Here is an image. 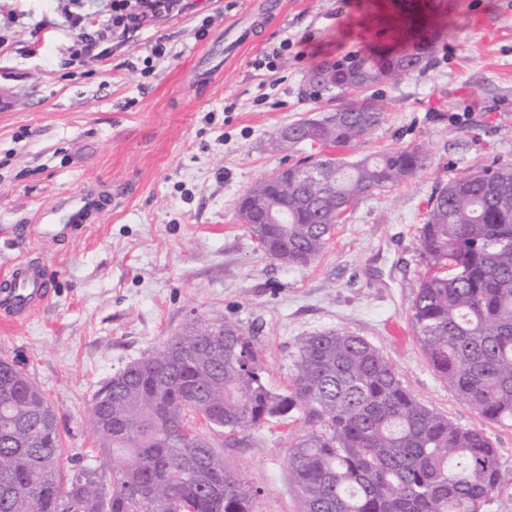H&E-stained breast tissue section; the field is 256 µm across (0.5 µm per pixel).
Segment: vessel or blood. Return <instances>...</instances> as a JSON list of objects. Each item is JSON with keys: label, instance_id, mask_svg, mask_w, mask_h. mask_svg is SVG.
Returning a JSON list of instances; mask_svg holds the SVG:
<instances>
[{"label": "vessel or blood", "instance_id": "obj_1", "mask_svg": "<svg viewBox=\"0 0 512 512\" xmlns=\"http://www.w3.org/2000/svg\"><path fill=\"white\" fill-rule=\"evenodd\" d=\"M280 0H261L255 19L233 22L225 31V57H232L236 50L251 40L256 19L264 18L280 10ZM102 209L99 197L89 193L76 196L73 206L67 210L62 223L46 221L35 226L24 225L25 237L36 236L52 243L61 237L78 233L92 217ZM51 280L38 259L16 263L0 278V316L12 321L30 318L43 304L51 300Z\"/></svg>", "mask_w": 512, "mask_h": 512}]
</instances>
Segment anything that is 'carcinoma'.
<instances>
[{"mask_svg":"<svg viewBox=\"0 0 512 512\" xmlns=\"http://www.w3.org/2000/svg\"><path fill=\"white\" fill-rule=\"evenodd\" d=\"M440 29L419 21L390 30L399 48L325 61L305 81L334 93L336 122L271 146L288 152L309 136L348 148L384 121L368 89L395 85L424 66ZM427 160L420 147L349 160L323 152L280 168L241 196L237 215L270 259L304 266L326 248L340 211L408 181ZM320 166L309 182L301 174ZM288 219L270 223L272 209ZM438 273L416 286L414 335L448 389L481 416L512 421V168L448 181L419 228ZM253 334L222 318L198 319L128 364L92 400L97 464L62 483L56 414L26 373L0 359V512H256V491L190 416L212 433L260 427L293 412L320 429L297 438L288 470L301 512H481L498 489L500 460L487 433L420 402L381 351L343 329L298 341L291 387L272 391Z\"/></svg>","mask_w":512,"mask_h":512,"instance_id":"carcinoma-1","label":"carcinoma"}]
</instances>
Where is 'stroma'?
<instances>
[{"label":"stroma","instance_id":"1","mask_svg":"<svg viewBox=\"0 0 512 512\" xmlns=\"http://www.w3.org/2000/svg\"><path fill=\"white\" fill-rule=\"evenodd\" d=\"M282 2L228 63L224 28L253 0H183L180 12L148 19L133 39L105 37L91 53L83 39L105 27L108 0H0V274L37 257L55 291L33 318L0 319V358L53 407L66 476L74 454L99 451L86 428L96 391L190 319L250 329L278 392L298 341L342 328L379 348L422 403L486 430L501 481L482 512H512V422H489L449 391L409 321L413 287L429 271L419 228L434 193L479 168L512 166V0H458L452 35L435 38L423 69L374 87L386 120L346 156L421 146L426 165L355 201L319 258L295 267L263 252L237 201L309 154L273 151L278 128L336 108L330 94L312 95L306 74L369 53L389 28L387 13L369 14L370 0ZM82 192L118 198L85 234L16 241V225L62 215ZM310 428L296 413L215 435L225 465L258 490V512H300L286 457Z\"/></svg>","mask_w":512,"mask_h":512}]
</instances>
